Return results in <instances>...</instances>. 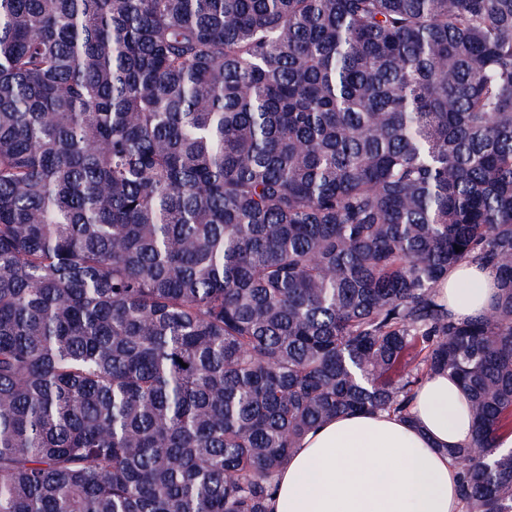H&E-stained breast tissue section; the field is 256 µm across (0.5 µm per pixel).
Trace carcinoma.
Listing matches in <instances>:
<instances>
[{"instance_id": "1", "label": "carcinoma", "mask_w": 512, "mask_h": 512, "mask_svg": "<svg viewBox=\"0 0 512 512\" xmlns=\"http://www.w3.org/2000/svg\"><path fill=\"white\" fill-rule=\"evenodd\" d=\"M440 373L512 512V0H0V512H269ZM441 299L455 319L466 320L486 314L498 296L494 273L470 262H460L440 284Z\"/></svg>"}]
</instances>
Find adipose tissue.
<instances>
[{"mask_svg": "<svg viewBox=\"0 0 512 512\" xmlns=\"http://www.w3.org/2000/svg\"><path fill=\"white\" fill-rule=\"evenodd\" d=\"M440 295L455 319L486 314L498 296L494 273L453 266ZM466 394L439 374L415 394L409 417L347 413L311 431L274 477L272 512H462L460 466L448 449L467 444Z\"/></svg>", "mask_w": 512, "mask_h": 512, "instance_id": "1", "label": "adipose tissue"}]
</instances>
